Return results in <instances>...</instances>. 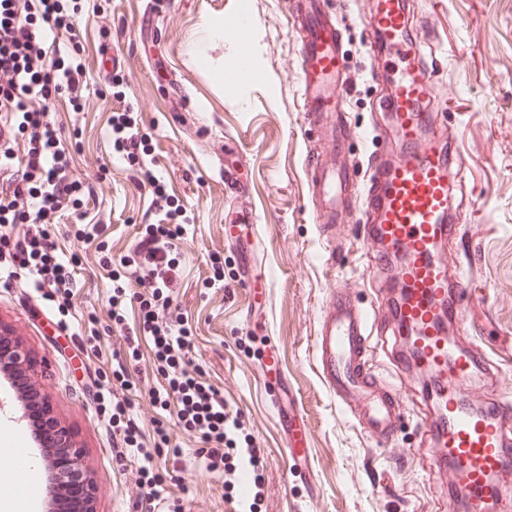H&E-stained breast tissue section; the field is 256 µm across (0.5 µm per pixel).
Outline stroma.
<instances>
[{
	"mask_svg": "<svg viewBox=\"0 0 512 512\" xmlns=\"http://www.w3.org/2000/svg\"><path fill=\"white\" fill-rule=\"evenodd\" d=\"M74 34L58 37L77 48L84 65L80 110L67 97L48 102L67 152L70 179L94 187L74 213L49 224L58 252L70 259L76 286L66 302L33 288L24 273L0 270V323L26 340L40 362L39 384L63 424L83 447L95 487L96 512H235L224 477L207 466L203 443L179 426L176 402L155 404L166 387L151 340L140 333L137 302H126L114 331V288L138 292L121 262L151 203L150 189L111 145L110 117L133 106L148 137L153 175L191 218L174 254L179 275L170 310L190 332V356L203 380L219 390L259 450L263 499L257 512H446L443 478L421 441L420 396L407 401L395 440L403 456L374 448L350 414L334 403L312 361V343L331 286L350 289L363 307L376 303L369 284L377 276L361 247L359 222L337 225L327 246L307 211L304 160L317 135H301L299 83L274 71L273 61L296 60L283 0H112L108 23L99 0H76ZM160 16L140 28L146 6ZM343 37L344 65L353 87L345 92L347 121L362 135L349 153L367 161L375 122H387L367 49L370 34L361 0H326ZM428 19L442 67L436 75L447 122L440 132L464 158L472 206L463 214L462 238L446 248L449 264L471 281L461 326L502 368L499 396L512 399V0H412ZM228 14L249 16L244 39L254 72L226 86L212 73L234 66L236 41L218 37ZM126 60L112 74V54ZM235 141L233 164L249 192L224 189L219 160ZM179 166H172L173 157ZM112 222L94 228L96 215ZM253 212L256 228L242 227ZM84 237H77V230ZM254 240L260 278L242 283L237 240ZM224 260V280L212 283L213 258ZM138 340L129 350L126 339ZM123 370L116 379L115 370ZM287 383L306 422L308 467L292 466L277 411L276 383ZM130 398V412L145 438L156 419L169 429L179 461L155 499L142 486L144 461L133 449L112 447L113 398ZM17 406L0 377V440L38 454ZM35 485L0 455V485L33 496L44 512L52 486L40 464Z\"/></svg>",
	"mask_w": 512,
	"mask_h": 512,
	"instance_id": "35a3bbf8",
	"label": "stroma"
}]
</instances>
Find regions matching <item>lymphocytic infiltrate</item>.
I'll return each instance as SVG.
<instances>
[{
    "mask_svg": "<svg viewBox=\"0 0 512 512\" xmlns=\"http://www.w3.org/2000/svg\"><path fill=\"white\" fill-rule=\"evenodd\" d=\"M43 19L53 20L57 30H73L66 0H0V169L12 168L10 177L0 183V260L27 270L35 287L47 296L64 297L73 279L68 261L50 241L47 225L76 206L83 185L66 175V157L56 124L48 117L47 102L56 94L80 102L83 65L52 50L39 25ZM112 149L136 162L151 188L155 220L133 247L131 275L145 289L137 297L142 330L153 341L169 393L177 398V421L205 443L209 466L223 472L225 488L247 491L251 478L225 460V449L233 445V434L241 424L228 411L223 395L191 371L186 327L180 319L162 314L178 272L171 255L173 243L186 234L190 218L152 175L138 115L131 109L112 115ZM128 407V401H115L112 435L147 460L143 473L153 489L165 475L150 467L153 454Z\"/></svg>",
    "mask_w": 512,
    "mask_h": 512,
    "instance_id": "obj_1",
    "label": "lymphocytic infiltrate"
}]
</instances>
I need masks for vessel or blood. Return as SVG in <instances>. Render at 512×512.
<instances>
[{
  "instance_id": "b4317fda",
  "label": "vessel or blood",
  "mask_w": 512,
  "mask_h": 512,
  "mask_svg": "<svg viewBox=\"0 0 512 512\" xmlns=\"http://www.w3.org/2000/svg\"><path fill=\"white\" fill-rule=\"evenodd\" d=\"M369 2L365 24L376 49L398 65L384 107L397 127L400 152L389 160L370 155L363 180L355 177L358 157L345 150L356 132L338 119L346 86L336 20L325 0L285 4L299 53L295 64L283 59L278 68L300 82L303 123L317 127L331 145L306 158L312 221L324 240H331L354 193L362 192V240L371 266L385 267L396 254L403 258L396 278L371 283L382 297L403 288L396 305L368 310L344 289L330 291L313 340L314 364L337 405L383 449L394 445L408 390L377 382L367 361L370 351L384 353L404 375L424 368L434 408L421 413V437L437 468L449 476L452 512H502L504 502L493 499L492 490L512 485V400L494 392L499 365L444 326L461 316L472 293L470 280L441 259L443 246L460 229L468 189L456 146L427 135L440 116L437 64L426 52L429 26L415 18L408 0ZM279 426L293 460L302 461L304 437L293 413L280 416Z\"/></svg>"
}]
</instances>
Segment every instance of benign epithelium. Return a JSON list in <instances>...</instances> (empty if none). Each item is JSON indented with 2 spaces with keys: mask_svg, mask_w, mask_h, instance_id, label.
Listing matches in <instances>:
<instances>
[{
  "mask_svg": "<svg viewBox=\"0 0 512 512\" xmlns=\"http://www.w3.org/2000/svg\"><path fill=\"white\" fill-rule=\"evenodd\" d=\"M37 365L34 352L25 341L0 324V373L8 378L14 397L20 403L18 420L31 428L44 457L52 460L60 452L69 455L72 469L84 480L82 498L77 500L79 512H95L94 484L85 466L81 446L53 414L49 398L40 393Z\"/></svg>",
  "mask_w": 512,
  "mask_h": 512,
  "instance_id": "1",
  "label": "benign epithelium"
}]
</instances>
